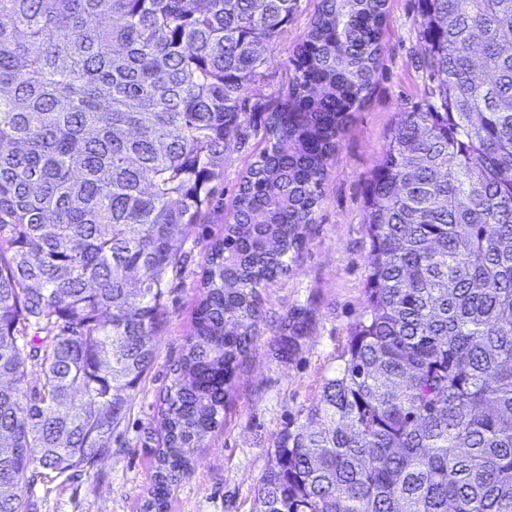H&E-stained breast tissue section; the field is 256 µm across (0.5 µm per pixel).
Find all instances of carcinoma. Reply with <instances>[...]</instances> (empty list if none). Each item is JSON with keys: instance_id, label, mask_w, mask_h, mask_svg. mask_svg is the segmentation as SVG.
<instances>
[{"instance_id": "obj_1", "label": "carcinoma", "mask_w": 512, "mask_h": 512, "mask_svg": "<svg viewBox=\"0 0 512 512\" xmlns=\"http://www.w3.org/2000/svg\"><path fill=\"white\" fill-rule=\"evenodd\" d=\"M428 103L367 188L365 318L256 512H512V0H419ZM297 0H0V512L86 471L156 357L166 289ZM386 0H322L206 254L146 505L218 428L376 80ZM38 374V384L27 386Z\"/></svg>"}]
</instances>
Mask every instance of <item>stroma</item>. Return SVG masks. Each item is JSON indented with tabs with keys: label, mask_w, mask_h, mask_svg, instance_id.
I'll use <instances>...</instances> for the list:
<instances>
[{
	"label": "stroma",
	"mask_w": 512,
	"mask_h": 512,
	"mask_svg": "<svg viewBox=\"0 0 512 512\" xmlns=\"http://www.w3.org/2000/svg\"><path fill=\"white\" fill-rule=\"evenodd\" d=\"M319 5L297 0L246 96L244 137L230 144L215 199L184 246L182 271L164 299L155 361L112 438L111 455L85 472L39 478L27 497L29 512H141L153 483V450L162 439L160 400L191 332L204 257L223 234L240 182L264 146L268 115L288 91L290 59ZM418 30V0H388L378 78L339 138L291 273L262 290L257 335L236 371L224 424L200 449L191 476L172 490L167 512H255L259 481L280 434L302 420L325 379L342 366L367 306V185L399 113L422 104L428 91ZM292 321L301 327L293 342L286 329Z\"/></svg>",
	"instance_id": "1"
}]
</instances>
